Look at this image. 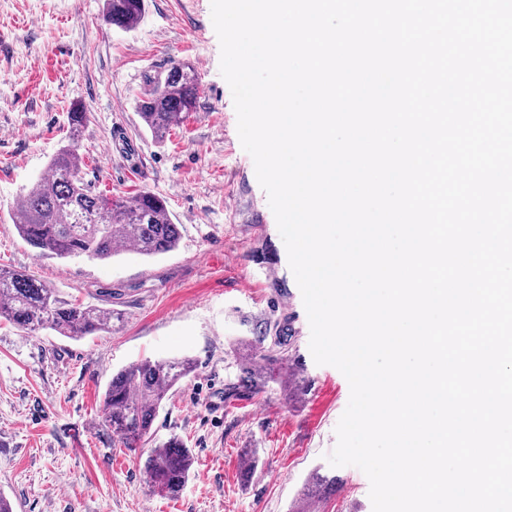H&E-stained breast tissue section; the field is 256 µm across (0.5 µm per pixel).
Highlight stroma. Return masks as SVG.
<instances>
[{
  "label": "stroma",
  "mask_w": 512,
  "mask_h": 512,
  "mask_svg": "<svg viewBox=\"0 0 512 512\" xmlns=\"http://www.w3.org/2000/svg\"><path fill=\"white\" fill-rule=\"evenodd\" d=\"M174 58L194 65L202 91L158 142L137 100L146 75ZM75 105L90 114L78 141L86 180L107 196L163 197L180 230L174 251L62 262L19 237L12 207L67 144ZM0 267L121 316L81 340L0 319V494L13 512H373L367 476L327 461L350 386L311 355L302 295L220 73L211 0H147L128 32L107 22L105 0H0ZM268 322L308 384L303 403H286L275 383L224 393L237 380L234 345ZM183 357L195 370L154 421L159 440L179 435L194 457L173 499L146 483V449L114 447L103 395L136 362ZM314 473L322 483L308 497Z\"/></svg>",
  "instance_id": "1"
}]
</instances>
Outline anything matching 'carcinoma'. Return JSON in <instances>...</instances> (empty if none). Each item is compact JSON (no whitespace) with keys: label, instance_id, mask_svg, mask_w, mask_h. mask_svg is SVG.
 <instances>
[{"label":"carcinoma","instance_id":"carcinoma-1","mask_svg":"<svg viewBox=\"0 0 512 512\" xmlns=\"http://www.w3.org/2000/svg\"><path fill=\"white\" fill-rule=\"evenodd\" d=\"M145 12V0H106L107 21L121 29L135 28ZM152 89L137 102L139 115L160 139L180 126L196 110L200 84L193 65L174 61L159 77H147ZM13 224L31 247L48 258L65 260L85 256L107 261L129 242L135 253L155 257L175 250L179 225L172 222L166 201L149 191L110 198L96 192L83 176V162L73 144L60 149L34 188L12 212ZM0 317L30 333L51 330L68 338L93 336L112 327L110 309L72 302L21 271L0 268ZM261 332L234 347L239 370L233 393L245 388L259 393L278 381L277 366L291 361L264 354ZM192 372L186 358L145 359L112 375L104 393L105 421L116 436L114 447L137 448L154 444L142 470L148 483L171 497L180 494L189 479L194 459L173 436L156 440V413L170 399L176 384ZM285 399L305 392V381L293 372L280 385Z\"/></svg>","mask_w":512,"mask_h":512}]
</instances>
